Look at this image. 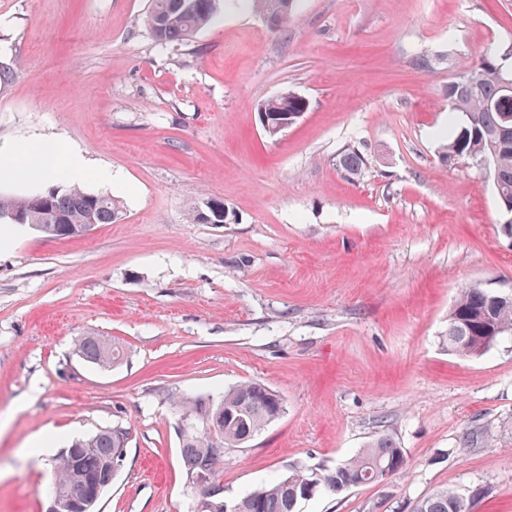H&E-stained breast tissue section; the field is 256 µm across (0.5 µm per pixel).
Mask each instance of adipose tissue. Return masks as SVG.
<instances>
[{"instance_id": "adipose-tissue-1", "label": "adipose tissue", "mask_w": 512, "mask_h": 512, "mask_svg": "<svg viewBox=\"0 0 512 512\" xmlns=\"http://www.w3.org/2000/svg\"><path fill=\"white\" fill-rule=\"evenodd\" d=\"M94 167L84 153L41 135L0 147V174L19 186H35L67 177L88 178Z\"/></svg>"}]
</instances>
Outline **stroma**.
<instances>
[{"label":"stroma","instance_id":"obj_1","mask_svg":"<svg viewBox=\"0 0 512 512\" xmlns=\"http://www.w3.org/2000/svg\"><path fill=\"white\" fill-rule=\"evenodd\" d=\"M148 6L0 0V144L57 139L126 182L86 234L0 226V512H46L52 459L115 424L96 512H191L174 403L245 380L285 412L225 449V497L387 433L401 472L297 512H412L439 487L512 512V336L479 358L444 340L461 289L512 293V238L484 169L439 154L448 80L512 44V0H300L284 34L228 7L167 47ZM287 90L308 109L268 136L259 105ZM202 200L224 223L192 220ZM81 336L123 359L85 362Z\"/></svg>","mask_w":512,"mask_h":512}]
</instances>
